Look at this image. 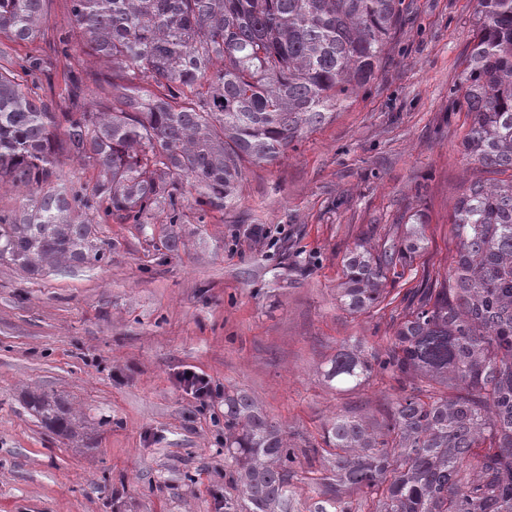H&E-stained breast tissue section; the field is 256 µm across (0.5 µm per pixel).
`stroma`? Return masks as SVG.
I'll return each mask as SVG.
<instances>
[{"label":"stroma","instance_id":"1","mask_svg":"<svg viewBox=\"0 0 512 512\" xmlns=\"http://www.w3.org/2000/svg\"><path fill=\"white\" fill-rule=\"evenodd\" d=\"M405 4L367 89L276 160L245 163L234 207L200 211L187 183L178 223L98 225L106 263L32 276L0 260V512H248L224 464L223 390L300 447L336 415L377 423L392 409L395 380L340 392L322 369L353 340L390 345L409 293L451 274L455 203L490 178L452 108L476 0ZM417 211L425 248L385 301L338 308L344 255L400 243ZM188 366L220 390L206 408L177 379ZM32 392L57 398L71 433L45 424ZM334 480L329 458L302 461L288 512H314Z\"/></svg>","mask_w":512,"mask_h":512}]
</instances>
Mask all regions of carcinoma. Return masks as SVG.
I'll return each mask as SVG.
<instances>
[{
    "label": "carcinoma",
    "instance_id": "obj_1",
    "mask_svg": "<svg viewBox=\"0 0 512 512\" xmlns=\"http://www.w3.org/2000/svg\"><path fill=\"white\" fill-rule=\"evenodd\" d=\"M44 2L0 0V185L26 189L17 212L0 214V260L32 275L106 262L95 226L113 218L141 224L162 210L178 223L185 180L200 207L235 204L241 161L275 160L365 88L405 11L404 0H70L71 29L53 53L81 69L64 73L56 101L43 94L51 60L6 46L41 38ZM87 82L101 90L91 106ZM464 84L454 107L471 115L465 152L512 170V0H478ZM63 155L95 181L54 184ZM424 224L411 215L404 245L382 254L356 244L340 308L377 306L388 272L423 248ZM452 224L451 279L425 289L386 353L343 345L323 372L338 391L376 373L449 393L414 386L375 427L349 415L325 423L336 484L315 512H512V179L470 182ZM29 405L72 431L47 395ZM224 455L250 512H288L298 453L242 392H224Z\"/></svg>",
    "mask_w": 512,
    "mask_h": 512
}]
</instances>
